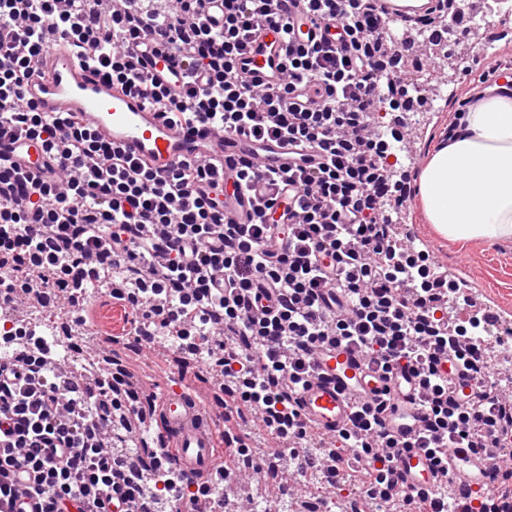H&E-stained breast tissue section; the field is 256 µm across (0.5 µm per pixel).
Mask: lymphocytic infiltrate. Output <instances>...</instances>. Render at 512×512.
Wrapping results in <instances>:
<instances>
[{
	"label": "lymphocytic infiltrate",
	"instance_id": "lymphocytic-infiltrate-1",
	"mask_svg": "<svg viewBox=\"0 0 512 512\" xmlns=\"http://www.w3.org/2000/svg\"><path fill=\"white\" fill-rule=\"evenodd\" d=\"M201 2L0 0V138L36 141L46 158L35 176L0 158V316L19 296L111 284L116 303L137 313L133 331L145 344L170 326L191 355L210 349L207 364L233 397L225 413L250 410L278 447L297 446V473L320 463L308 447L350 453L370 476L364 495L386 503L405 445L437 467L452 448L486 458L512 445V396L489 390L487 350L470 337L483 313L449 323L448 301L464 289L391 224L408 188L385 160L404 132L383 139L372 119L403 71L377 0H218L217 19ZM296 16L323 31L296 40ZM271 20L288 56L283 82L263 87L237 64ZM54 33L108 81L146 89L172 123L284 139L324 161L278 172L239 161L234 187L250 196L255 219H227L222 161L161 174L78 115L52 117L22 100ZM145 37L180 74L181 93L149 83L134 50ZM309 85L317 101L302 98ZM11 334L15 353L0 363V512H16L22 495L35 512H174L201 500L220 512L219 487L233 471L201 479L156 452V487L121 475L125 451L110 447L111 425L125 424L134 441L146 416L120 374L57 369L26 340L24 320ZM336 345L382 375L411 376L422 411L411 443L385 429V397L353 404L349 427L314 434L299 387L315 356ZM444 356L460 378L440 373Z\"/></svg>",
	"mask_w": 512,
	"mask_h": 512
}]
</instances>
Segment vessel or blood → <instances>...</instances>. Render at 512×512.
<instances>
[{"mask_svg":"<svg viewBox=\"0 0 512 512\" xmlns=\"http://www.w3.org/2000/svg\"><path fill=\"white\" fill-rule=\"evenodd\" d=\"M387 19L383 31L389 43H396V29L413 17L419 8L415 0H378ZM286 46L275 27L266 25L256 37L252 52L243 56L239 70L250 80L265 86L278 85L282 78L281 59ZM46 77H32L23 95L41 112H74L98 134L121 145L135 158L164 173L184 162H196L214 156L250 157L268 168L288 164V149L276 140H252L237 134L221 135L209 125L198 124L181 131L173 127L148 105L144 95L127 91L106 81L87 68L73 54L68 41L55 37L54 49L43 63ZM9 142L0 143V154L15 150ZM23 166L33 169L42 161L38 143L25 140L20 148ZM224 213L237 223H249L252 210L245 198L224 194ZM389 387L399 393L398 381L383 382L357 354L339 346L324 352L315 374L301 388L303 415L324 432L345 426L355 396H370L372 390ZM157 422L146 438L154 446L175 458L190 474L212 472L217 457L219 420L212 408L202 406L190 384H160L153 388ZM453 475L460 490H479L487 485L485 463L476 460L467 449L449 451ZM398 466L405 482L400 493L422 486H438L441 478L429 466L424 452L402 453Z\"/></svg>","mask_w":512,"mask_h":512,"instance_id":"obj_1","label":"vessel or blood"}]
</instances>
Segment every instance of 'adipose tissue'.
<instances>
[{
	"label": "adipose tissue",
	"instance_id": "1",
	"mask_svg": "<svg viewBox=\"0 0 512 512\" xmlns=\"http://www.w3.org/2000/svg\"><path fill=\"white\" fill-rule=\"evenodd\" d=\"M425 215L458 243L512 240V95L490 87L417 179Z\"/></svg>",
	"mask_w": 512,
	"mask_h": 512
}]
</instances>
